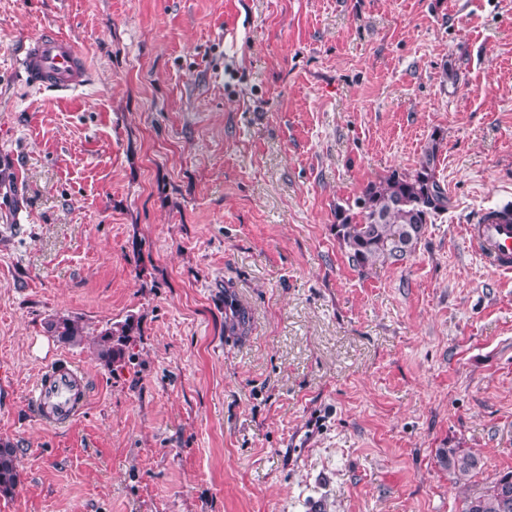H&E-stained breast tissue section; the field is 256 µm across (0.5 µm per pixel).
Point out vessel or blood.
Segmentation results:
<instances>
[{
  "instance_id": "b4317fda",
  "label": "vessel or blood",
  "mask_w": 512,
  "mask_h": 512,
  "mask_svg": "<svg viewBox=\"0 0 512 512\" xmlns=\"http://www.w3.org/2000/svg\"><path fill=\"white\" fill-rule=\"evenodd\" d=\"M16 67L33 86L69 93L89 80L84 54L71 39L45 29L32 38L16 57ZM471 248L486 267L500 274L512 273V223L481 222L465 227ZM85 373L62 357L48 364L28 393L32 416L53 427L71 422L84 409L88 397Z\"/></svg>"
}]
</instances>
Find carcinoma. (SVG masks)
Instances as JSON below:
<instances>
[{"mask_svg":"<svg viewBox=\"0 0 512 512\" xmlns=\"http://www.w3.org/2000/svg\"><path fill=\"white\" fill-rule=\"evenodd\" d=\"M439 145V138L431 139L414 171H393L368 183L346 205L336 206V238L359 271L397 262L413 253L427 225L448 211V191L436 174ZM248 325V312L236 307L229 331L244 336ZM47 327L63 343L79 346L84 342L85 326L78 317L59 315ZM136 329L137 324L128 317L100 331L96 338L98 360L107 367L123 360ZM439 459L458 478L481 469L476 455L457 448L440 452ZM18 482L16 448L9 442H0V496L13 495ZM460 512H512V473L500 475L468 493L461 501Z\"/></svg>","mask_w":512,"mask_h":512,"instance_id":"carcinoma-1","label":"carcinoma"}]
</instances>
